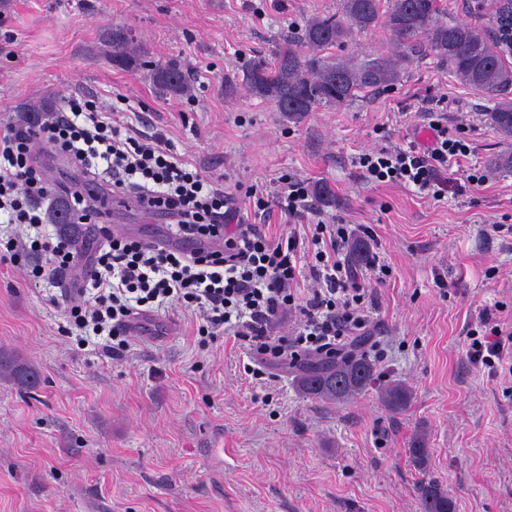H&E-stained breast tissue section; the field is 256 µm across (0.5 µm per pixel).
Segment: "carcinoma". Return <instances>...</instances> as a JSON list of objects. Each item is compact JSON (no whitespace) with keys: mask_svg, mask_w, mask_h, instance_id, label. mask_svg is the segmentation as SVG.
<instances>
[{"mask_svg":"<svg viewBox=\"0 0 512 512\" xmlns=\"http://www.w3.org/2000/svg\"><path fill=\"white\" fill-rule=\"evenodd\" d=\"M498 12H489L482 25L442 19L436 0H342L341 14L310 20L298 44H288L272 60L253 59L243 73L252 94L271 100L277 110L298 118L319 106L342 105L359 94L386 87L399 80L403 63L421 48L448 63L462 83L487 93L494 105L487 120L503 134L512 136V64L504 56L490 29ZM383 28L394 41L393 54L350 63L322 55L344 43L353 31ZM156 86L174 95L187 90L185 74L176 67L154 69ZM0 378L20 390L40 383L39 371L6 350H0ZM377 379L374 364L361 347L353 345L334 356L312 355L297 369L295 381L307 396L326 403L343 402L366 391ZM412 393L402 383L381 390L390 412L408 406ZM409 457L418 469L426 468L429 449L423 437L413 438ZM422 512H454L453 501L436 481L417 486Z\"/></svg>","mask_w":512,"mask_h":512,"instance_id":"cac0c4a2","label":"carcinoma"}]
</instances>
